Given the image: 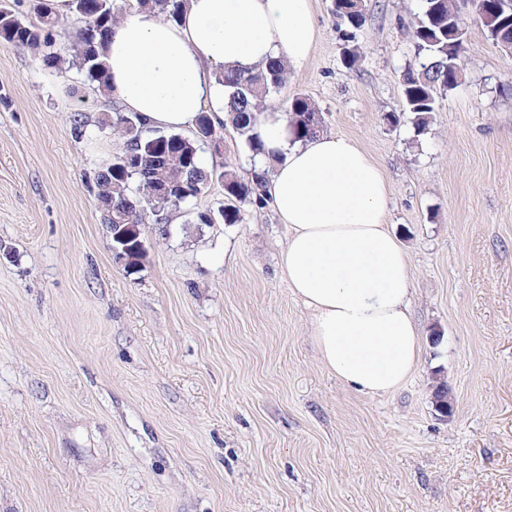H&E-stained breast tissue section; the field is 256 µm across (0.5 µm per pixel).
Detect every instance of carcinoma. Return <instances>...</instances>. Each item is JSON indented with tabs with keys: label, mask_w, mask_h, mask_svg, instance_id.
<instances>
[{
	"label": "carcinoma",
	"mask_w": 512,
	"mask_h": 512,
	"mask_svg": "<svg viewBox=\"0 0 512 512\" xmlns=\"http://www.w3.org/2000/svg\"><path fill=\"white\" fill-rule=\"evenodd\" d=\"M135 2L136 10L174 22L180 18L188 0ZM420 2L421 18L413 34L418 63L403 74L402 111L414 114L415 125L421 131L426 128L429 115L436 111L438 92L454 88L462 76L460 72L448 74V61L462 60L464 41L453 30L462 9L461 0ZM499 6L500 0H481L480 9L487 16L497 14V19L484 27L496 46L512 53V11L506 8L499 13ZM70 8L81 23L70 54L54 49L52 36L59 19L41 0H33L25 18L0 6V45L27 50L48 68L60 70L67 62L83 82L109 98L112 93L104 58L112 28L120 23L126 6L119 0H71ZM333 13L347 33L361 29L366 22L359 0H333ZM285 79V62L277 60L251 71H231L219 76L224 84V108L229 122L244 138L253 159L264 154L255 126ZM284 112L289 128L300 138L314 137L323 130L321 113L303 93L289 99ZM132 120L138 132L134 136L122 135V155H134V162L128 165L120 159L122 155H116L97 173V198L112 205V211L102 216V224H166L175 208L161 196L160 188L181 196L180 205L184 206L214 180L224 185L226 203L215 212L198 213L199 223L236 224L242 219L241 206H265L266 175L245 180L230 169L203 167L200 152L205 142L223 140L209 113H199L195 130L189 136L151 127L138 115L132 116Z\"/></svg>",
	"instance_id": "cac0c4a2"
}]
</instances>
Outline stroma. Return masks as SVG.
I'll list each match as a JSON object with an SVG mask.
<instances>
[{
	"mask_svg": "<svg viewBox=\"0 0 512 512\" xmlns=\"http://www.w3.org/2000/svg\"><path fill=\"white\" fill-rule=\"evenodd\" d=\"M331 4L311 0L318 39L275 103L306 94L383 168L417 368L384 396L329 375L274 211L195 223L218 182L144 225L126 273L96 200L124 149L96 126L104 100L0 47V512H512V53L465 10L462 80L419 134L402 75L420 0H363L350 43ZM222 135L203 165L250 178L243 137Z\"/></svg>",
	"mask_w": 512,
	"mask_h": 512,
	"instance_id": "1",
	"label": "stroma"
}]
</instances>
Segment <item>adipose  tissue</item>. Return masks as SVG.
Instances as JSON below:
<instances>
[{
    "label": "adipose tissue",
    "mask_w": 512,
    "mask_h": 512,
    "mask_svg": "<svg viewBox=\"0 0 512 512\" xmlns=\"http://www.w3.org/2000/svg\"><path fill=\"white\" fill-rule=\"evenodd\" d=\"M317 36L310 0H188L177 24L128 16L114 27L105 61L115 96L150 125L189 129L207 111L220 127V73L272 59L302 66ZM257 131L276 158L269 204L288 227L280 271L311 313L324 368L370 396L395 390L422 348L407 254L385 224L382 168L349 138H294L275 110Z\"/></svg>",
    "instance_id": "1"
}]
</instances>
